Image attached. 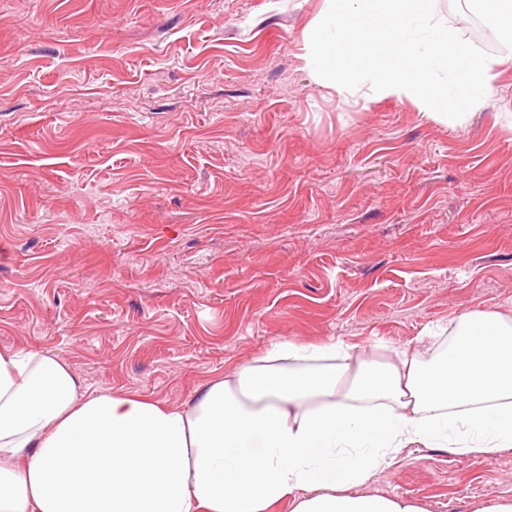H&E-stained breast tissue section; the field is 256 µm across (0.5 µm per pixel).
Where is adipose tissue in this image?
I'll return each mask as SVG.
<instances>
[{
	"instance_id": "ef3b65f1",
	"label": "adipose tissue",
	"mask_w": 512,
	"mask_h": 512,
	"mask_svg": "<svg viewBox=\"0 0 512 512\" xmlns=\"http://www.w3.org/2000/svg\"><path fill=\"white\" fill-rule=\"evenodd\" d=\"M414 445L512 447V316L465 311L392 361L282 339L177 407L0 349V512H426L362 491Z\"/></svg>"
}]
</instances>
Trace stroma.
<instances>
[{
    "label": "stroma",
    "mask_w": 512,
    "mask_h": 512,
    "mask_svg": "<svg viewBox=\"0 0 512 512\" xmlns=\"http://www.w3.org/2000/svg\"><path fill=\"white\" fill-rule=\"evenodd\" d=\"M330 0H0V348L172 406L272 342L364 358L512 316V60L451 120L320 78ZM364 492L512 501V449Z\"/></svg>",
    "instance_id": "stroma-1"
}]
</instances>
